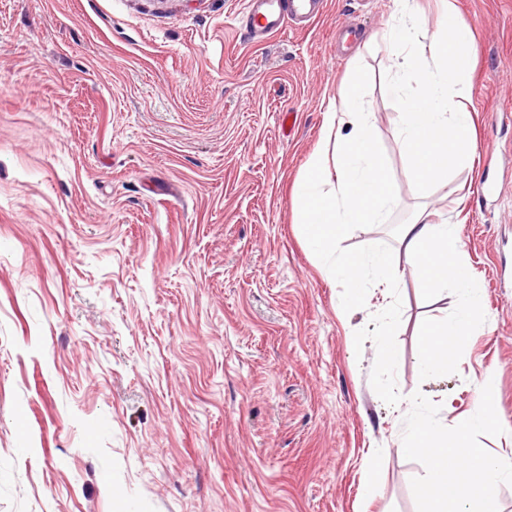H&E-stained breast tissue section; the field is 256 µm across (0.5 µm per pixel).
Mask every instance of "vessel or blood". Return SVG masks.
<instances>
[{
	"mask_svg": "<svg viewBox=\"0 0 512 512\" xmlns=\"http://www.w3.org/2000/svg\"><path fill=\"white\" fill-rule=\"evenodd\" d=\"M326 0H250L249 32L263 39L283 29H308L325 12Z\"/></svg>",
	"mask_w": 512,
	"mask_h": 512,
	"instance_id": "1",
	"label": "vessel or blood"
}]
</instances>
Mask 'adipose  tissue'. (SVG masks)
<instances>
[{
  "label": "adipose tissue",
  "mask_w": 512,
  "mask_h": 512,
  "mask_svg": "<svg viewBox=\"0 0 512 512\" xmlns=\"http://www.w3.org/2000/svg\"><path fill=\"white\" fill-rule=\"evenodd\" d=\"M384 38L396 59L398 133L412 189L420 195L431 185L449 184L452 172L471 165L476 154L475 115L469 108L473 32L452 0H445L432 28L410 0H395ZM323 129L293 186L294 222L326 276L345 283L342 305L350 308L363 298L365 282L390 288L396 273L384 250L341 255L337 246L352 228L382 223L399 205L359 71L349 74L339 98L329 102ZM400 245L430 294L449 292L458 301L453 315L430 320L421 331L420 366L434 374L447 367L449 345H460L480 328V278L467 260L457 225L436 223L427 210L416 211L403 225ZM479 403V411L457 432L429 417L410 428L404 450L425 463L426 512H501L498 490L512 480V459L471 443V433L498 429L491 388H484Z\"/></svg>",
  "instance_id": "obj_1"
}]
</instances>
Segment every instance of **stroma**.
<instances>
[{
  "mask_svg": "<svg viewBox=\"0 0 512 512\" xmlns=\"http://www.w3.org/2000/svg\"><path fill=\"white\" fill-rule=\"evenodd\" d=\"M454 2L478 161L418 196L381 38L394 0H328L258 44L246 0H0V512H422L403 398L452 432L490 374L480 444L512 458V0ZM354 65L401 205L338 251L380 244L398 282L344 313L291 188ZM423 207L483 283L480 332L432 378L419 332L458 302L400 246Z\"/></svg>",
  "mask_w": 512,
  "mask_h": 512,
  "instance_id": "stroma-1",
  "label": "stroma"
}]
</instances>
